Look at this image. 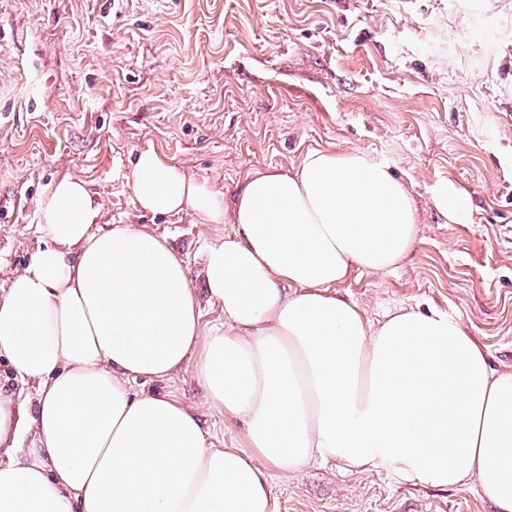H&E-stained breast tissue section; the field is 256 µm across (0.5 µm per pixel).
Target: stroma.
I'll list each match as a JSON object with an SVG mask.
<instances>
[{
  "mask_svg": "<svg viewBox=\"0 0 512 512\" xmlns=\"http://www.w3.org/2000/svg\"><path fill=\"white\" fill-rule=\"evenodd\" d=\"M151 147L232 202L255 171L363 150L421 215L408 261L339 291L369 318L436 306L512 370V0H0V293L43 246L37 205L63 176L106 224L165 236L202 290L200 248L230 232L143 212L126 181ZM448 187L470 210L449 219ZM206 411L192 373L166 382ZM279 512H493L479 484L312 465L273 478ZM436 206L444 213L461 217L468 211V202L460 194L448 192L447 189L440 190L435 197Z\"/></svg>",
  "mask_w": 512,
  "mask_h": 512,
  "instance_id": "1",
  "label": "stroma"
}]
</instances>
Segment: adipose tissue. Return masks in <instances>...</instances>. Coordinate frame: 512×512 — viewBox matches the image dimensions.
I'll list each match as a JSON object with an SVG mask.
<instances>
[{
    "label": "adipose tissue",
    "mask_w": 512,
    "mask_h": 512,
    "mask_svg": "<svg viewBox=\"0 0 512 512\" xmlns=\"http://www.w3.org/2000/svg\"><path fill=\"white\" fill-rule=\"evenodd\" d=\"M127 181L146 212L234 231L207 245L198 292L165 238L100 227L86 183L56 180L37 207L44 248L0 295L16 379L0 386V512H279L274 475L313 462L477 482L512 512V370L460 317L398 306L372 321L337 291L416 244L419 211L387 164L311 150L228 205L148 148ZM204 301L223 323H203ZM186 371L223 447L162 388Z\"/></svg>",
    "instance_id": "ef3b65f1"
}]
</instances>
